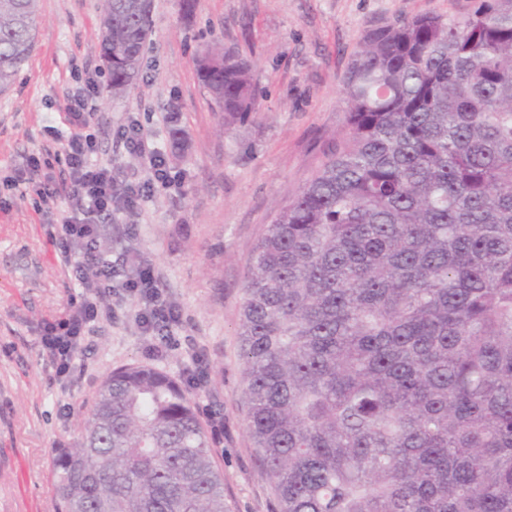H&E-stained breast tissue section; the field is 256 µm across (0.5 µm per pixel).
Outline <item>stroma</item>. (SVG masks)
Instances as JSON below:
<instances>
[{
  "instance_id": "35a3bbf8",
  "label": "stroma",
  "mask_w": 512,
  "mask_h": 512,
  "mask_svg": "<svg viewBox=\"0 0 512 512\" xmlns=\"http://www.w3.org/2000/svg\"><path fill=\"white\" fill-rule=\"evenodd\" d=\"M152 4L149 44L124 98H113L98 55L102 0H39L34 50L0 94V512H54L55 451L79 441L78 423L103 380L127 364L177 380L201 374L202 386L189 395L205 427L221 430L214 449L229 512H273L271 484L246 429L238 336L254 249L321 167L327 145L343 137V76L364 35L400 16H458L470 0H195L188 15L180 0ZM213 47L250 61L261 91L258 111L228 128L196 71ZM90 75L100 92L90 130L117 192L147 177L144 161L117 139L130 121L164 150L179 127L189 150L169 157L170 187L104 221L99 243L112 259V319L90 339L85 374L66 382L41 333L84 290L65 276L47 230L72 204L63 108ZM32 153L48 162L50 194L37 181L8 182ZM142 261L181 316L161 348L137 322L140 300L125 287Z\"/></svg>"
}]
</instances>
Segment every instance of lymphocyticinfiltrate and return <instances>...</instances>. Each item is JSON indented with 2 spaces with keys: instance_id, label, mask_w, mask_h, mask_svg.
Wrapping results in <instances>:
<instances>
[{
  "instance_id": "f902f5d3",
  "label": "lymphocytic infiltrate",
  "mask_w": 512,
  "mask_h": 512,
  "mask_svg": "<svg viewBox=\"0 0 512 512\" xmlns=\"http://www.w3.org/2000/svg\"><path fill=\"white\" fill-rule=\"evenodd\" d=\"M98 87L87 80L67 101L64 118L71 132L63 146V155L75 197V205L49 235L58 249V259L69 279L85 287L87 293L78 308L63 317L45 321L41 342L48 351L57 376H67L81 367L88 337L96 335L102 317L111 309L102 307L101 292L112 288V261L99 250L97 239L102 221L112 214L116 200L134 207L140 199L168 187L171 178L164 153L149 147L142 127L130 122L118 131L128 152L145 158L148 179L142 187L118 195L112 183V171L99 163L96 137L88 133L89 120L97 108ZM129 291L138 292L144 302L136 319L148 333L169 338L180 314L174 303L160 289L155 269L138 265L133 279L127 281Z\"/></svg>"
}]
</instances>
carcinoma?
I'll list each match as a JSON object with an SVG mask.
<instances>
[{
	"label": "carcinoma",
	"mask_w": 512,
	"mask_h": 512,
	"mask_svg": "<svg viewBox=\"0 0 512 512\" xmlns=\"http://www.w3.org/2000/svg\"><path fill=\"white\" fill-rule=\"evenodd\" d=\"M38 0H0V93ZM151 0H104L99 55L125 96ZM198 75L227 124L251 64ZM346 130L256 245L239 336L247 429L277 512H512V0L368 32ZM191 382L112 370L55 458V512H227Z\"/></svg>",
	"instance_id": "obj_1"
}]
</instances>
